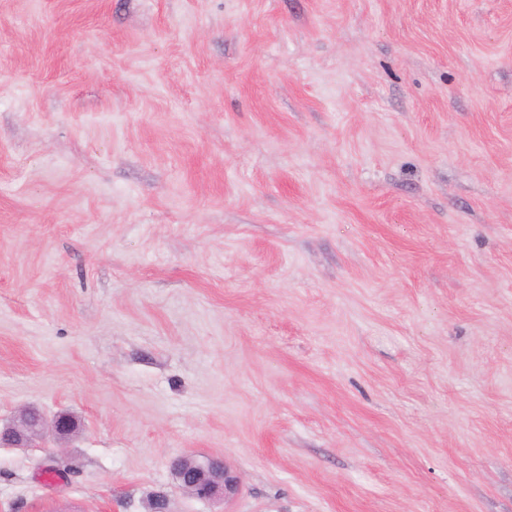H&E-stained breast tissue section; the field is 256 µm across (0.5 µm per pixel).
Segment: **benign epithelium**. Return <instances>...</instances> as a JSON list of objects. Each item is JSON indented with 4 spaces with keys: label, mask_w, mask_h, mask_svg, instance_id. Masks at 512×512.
<instances>
[{
    "label": "benign epithelium",
    "mask_w": 512,
    "mask_h": 512,
    "mask_svg": "<svg viewBox=\"0 0 512 512\" xmlns=\"http://www.w3.org/2000/svg\"><path fill=\"white\" fill-rule=\"evenodd\" d=\"M74 432L73 420L66 412L56 414L49 420L39 414L37 424L28 428L8 425L0 432V442L14 448H29L36 439L50 433L63 442ZM173 471L184 491L203 501L217 498L227 499L238 489L239 477L223 461L210 459L178 458Z\"/></svg>",
    "instance_id": "obj_1"
}]
</instances>
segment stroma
Masks as SVG:
<instances>
[{
    "instance_id": "stroma-1",
    "label": "stroma",
    "mask_w": 512,
    "mask_h": 512,
    "mask_svg": "<svg viewBox=\"0 0 512 512\" xmlns=\"http://www.w3.org/2000/svg\"><path fill=\"white\" fill-rule=\"evenodd\" d=\"M32 405L0 512H512V0H0ZM13 424L7 425L2 431L0 444L13 448H30L37 438H42L47 433H51L58 442H63L75 431L72 417L67 412L56 414L50 421L43 413H39L37 424L28 428ZM173 471L184 491L203 501L232 496L238 489L239 477L223 461L210 459L178 458Z\"/></svg>"
}]
</instances>
